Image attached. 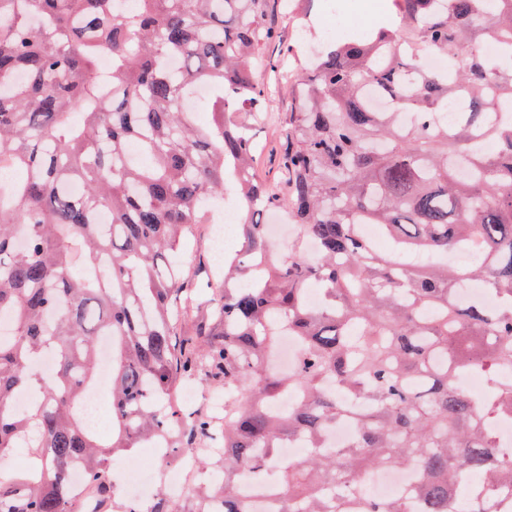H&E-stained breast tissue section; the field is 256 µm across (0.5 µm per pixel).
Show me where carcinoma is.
<instances>
[{
    "label": "carcinoma",
    "instance_id": "obj_1",
    "mask_svg": "<svg viewBox=\"0 0 512 512\" xmlns=\"http://www.w3.org/2000/svg\"><path fill=\"white\" fill-rule=\"evenodd\" d=\"M123 2L0 0V174L23 173L0 197V458L29 455L0 476V512H81L73 468L105 499L122 453L161 440L173 465L198 439L224 448L212 492L121 512H252L245 477L276 486L280 512H412L364 492L382 467L417 472L424 512H491L512 485L494 440L512 420V122L493 119L512 110V0H396L397 21L285 71L298 107L275 186L255 177L251 134L271 0ZM372 91L393 106L372 111ZM227 202L241 246L208 324L175 257ZM271 211L299 227L286 257ZM471 280L500 305L457 303ZM283 336L300 347L288 371L272 362ZM102 338L110 439L81 418ZM473 371L494 396L458 385ZM199 373L228 401L219 427L172 398ZM345 415L354 442L326 448ZM297 436L306 454L281 461ZM471 473L480 497L457 490Z\"/></svg>",
    "mask_w": 512,
    "mask_h": 512
}]
</instances>
